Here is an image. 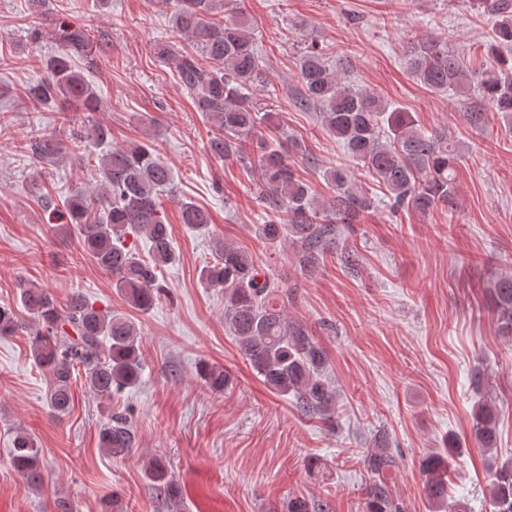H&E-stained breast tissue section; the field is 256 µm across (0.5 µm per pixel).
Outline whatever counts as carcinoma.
I'll return each mask as SVG.
<instances>
[{
    "mask_svg": "<svg viewBox=\"0 0 512 512\" xmlns=\"http://www.w3.org/2000/svg\"><path fill=\"white\" fill-rule=\"evenodd\" d=\"M240 0H168L170 22L181 40L159 41L150 54L176 71L180 84L194 98L198 111L213 127L209 153L220 160L234 158L244 164L254 160L260 178L255 198L266 208L264 223L256 235L272 247L292 249L304 271L319 267L337 252L342 236L373 209L371 197L357 185L350 172L339 166L326 172L334 194L319 204L310 186L285 162L281 149L280 108L275 97L263 102L251 91L267 84L256 50V22L239 7ZM495 21V72L477 75L465 68L448 50V39L425 36L409 42L405 65L412 77L435 92L454 90L465 95L476 90L491 111L512 122V0H464ZM55 52L38 58L46 77L27 92L37 110L50 101L66 113L53 134L35 141L38 159L72 152L93 164L96 194L70 196L65 208L81 248L112 276L116 292L132 308L146 313L168 298L159 279L162 268L175 260L169 224L160 196L173 190L171 168L154 156L146 144L116 146L95 156L82 141L107 142L111 130L95 124L78 139L72 113L97 112L96 91L76 67V59L103 57L107 42L85 27L65 24L53 31ZM341 59L333 60L316 42L307 45L300 58L302 94L300 109L319 110L324 129L342 144L347 156L385 190L387 206L397 213L434 208L453 210L456 199L457 141L446 128L422 131L408 112L389 109L373 93L360 90L342 76ZM182 222L202 230L211 224L204 207L180 203ZM144 239L147 252L137 247ZM208 286L224 289V324L267 389L291 397L305 416L332 420L336 393L325 375L327 353L308 328L292 319L288 304L291 289L270 277L251 253L231 243L218 244L213 260L200 271ZM20 304L38 328L32 333V357L48 376L46 399L58 415L72 405V382L83 371L89 392L101 399L138 384L143 365L138 324L122 312H102L80 292L70 295L61 309L44 288L19 285ZM491 303L506 334H512V275L489 288ZM21 326L17 310L0 305V335L14 334ZM199 375L213 392L232 385L224 369L203 366ZM474 439L489 454L491 512H512V459L494 455L498 423L492 407L476 405L472 416ZM102 448L113 459L127 456L135 444L129 416L111 412L100 432ZM39 452L35 439L18 431L10 449L11 462L29 489L42 486ZM457 453L426 456L424 494L430 512H471L463 499L448 500V468ZM364 465L372 482L362 512H400L392 495V479L401 457L378 432L366 450ZM146 477L172 512H182L183 490L162 459L156 457ZM284 512H330L328 501L305 497L288 499Z\"/></svg>",
    "mask_w": 512,
    "mask_h": 512,
    "instance_id": "obj_1",
    "label": "carcinoma"
}]
</instances>
